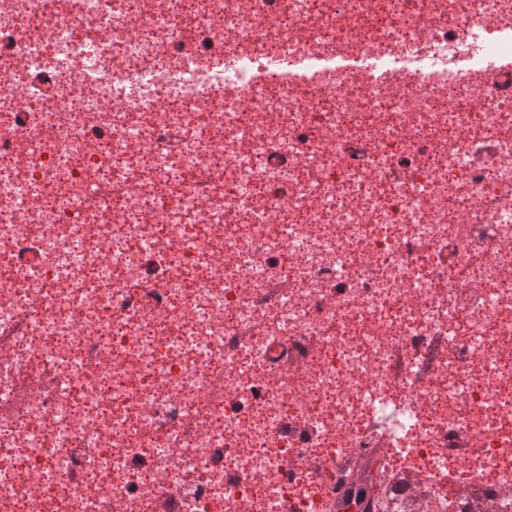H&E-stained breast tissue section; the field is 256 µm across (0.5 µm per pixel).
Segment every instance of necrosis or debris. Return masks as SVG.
Wrapping results in <instances>:
<instances>
[{
  "mask_svg": "<svg viewBox=\"0 0 512 512\" xmlns=\"http://www.w3.org/2000/svg\"><path fill=\"white\" fill-rule=\"evenodd\" d=\"M512 512V0H0V512Z\"/></svg>",
  "mask_w": 512,
  "mask_h": 512,
  "instance_id": "obj_1",
  "label": "necrosis or debris"
}]
</instances>
